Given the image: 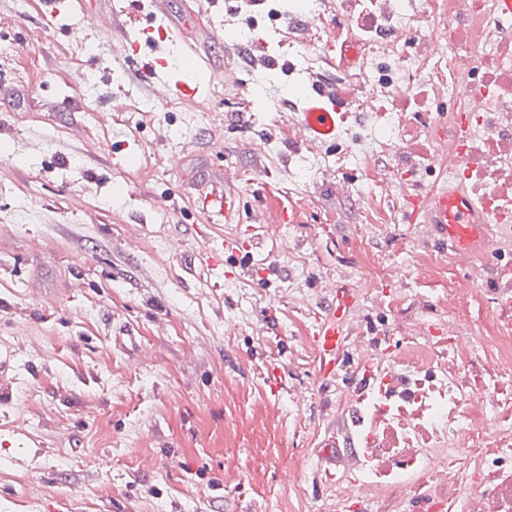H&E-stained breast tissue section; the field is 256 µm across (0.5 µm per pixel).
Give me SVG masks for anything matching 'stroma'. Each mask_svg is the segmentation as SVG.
Returning a JSON list of instances; mask_svg holds the SVG:
<instances>
[{"label": "stroma", "instance_id": "1", "mask_svg": "<svg viewBox=\"0 0 512 512\" xmlns=\"http://www.w3.org/2000/svg\"><path fill=\"white\" fill-rule=\"evenodd\" d=\"M42 0H0V38L12 44L11 74L0 79V512H318L325 493L318 473L341 462L322 449L343 421L329 407L335 375L316 365L297 369L300 349L289 319L311 323L322 299L316 276L336 278L335 298L350 311L369 307L359 294L357 261L338 242L364 220L327 188L298 210L306 190L293 173L301 162L287 140L262 149L288 123L286 75L265 67V54L229 52L206 20H191L183 0H168L167 23L188 26V41L225 81L223 98L186 109L176 96L158 100L136 124L117 112L103 81L72 86L77 70L100 71L104 53L83 55L70 42V10L43 18ZM108 115L105 126L88 115ZM140 138L123 176L112 174V147ZM264 172L248 187L233 182L241 220L203 229L192 186L226 169ZM41 200L26 209V189ZM176 197L157 216L155 194ZM287 216L278 237L254 240L256 210ZM405 250L387 246L388 227L374 228L388 260L406 263L434 246L431 232L398 224ZM186 236L174 256L170 240ZM235 241L255 258L285 243L309 253L308 267L217 275L201 265L203 245ZM239 334L226 341V322ZM279 336L287 384L305 382L315 399L301 414L266 383L263 339ZM267 404L278 427L267 438L248 430L252 408ZM232 446H225V437ZM304 456L299 488H282L287 466L280 443ZM232 457L239 468L224 470Z\"/></svg>", "mask_w": 512, "mask_h": 512}]
</instances>
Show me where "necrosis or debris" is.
Returning a JSON list of instances; mask_svg holds the SVG:
<instances>
[{"label": "necrosis or debris", "mask_w": 512, "mask_h": 512, "mask_svg": "<svg viewBox=\"0 0 512 512\" xmlns=\"http://www.w3.org/2000/svg\"><path fill=\"white\" fill-rule=\"evenodd\" d=\"M274 38L288 56V109L322 97L329 148L288 126L307 188L335 178L367 224L354 252L370 311L345 338L333 406L352 425L322 512H512V10L487 0H288ZM349 64L325 72L331 52ZM457 189L485 227L467 255L384 262L370 227L414 198ZM436 284L425 314L398 288Z\"/></svg>", "instance_id": "1"}]
</instances>
